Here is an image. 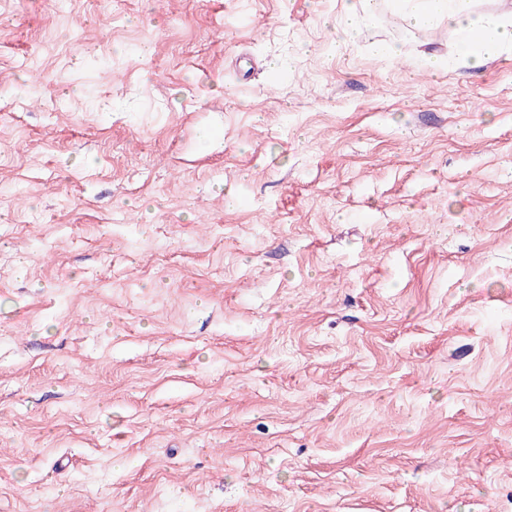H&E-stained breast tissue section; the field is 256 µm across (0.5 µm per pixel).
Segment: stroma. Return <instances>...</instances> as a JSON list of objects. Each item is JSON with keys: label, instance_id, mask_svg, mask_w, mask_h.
<instances>
[{"label": "stroma", "instance_id": "stroma-1", "mask_svg": "<svg viewBox=\"0 0 512 512\" xmlns=\"http://www.w3.org/2000/svg\"><path fill=\"white\" fill-rule=\"evenodd\" d=\"M341 6L0 0V512H512V58ZM378 7V0H343V23L326 20L332 26L337 47H344L355 42L366 23L371 20Z\"/></svg>", "mask_w": 512, "mask_h": 512}]
</instances>
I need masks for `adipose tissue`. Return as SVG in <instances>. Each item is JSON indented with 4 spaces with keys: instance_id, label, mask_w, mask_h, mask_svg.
<instances>
[{
    "instance_id": "1",
    "label": "adipose tissue",
    "mask_w": 512,
    "mask_h": 512,
    "mask_svg": "<svg viewBox=\"0 0 512 512\" xmlns=\"http://www.w3.org/2000/svg\"><path fill=\"white\" fill-rule=\"evenodd\" d=\"M382 1L408 31L421 32L437 23L447 24L455 37L457 56L470 68L482 67L491 53L512 55V15L474 13L471 0H343V19L332 24L337 46L355 42Z\"/></svg>"
}]
</instances>
